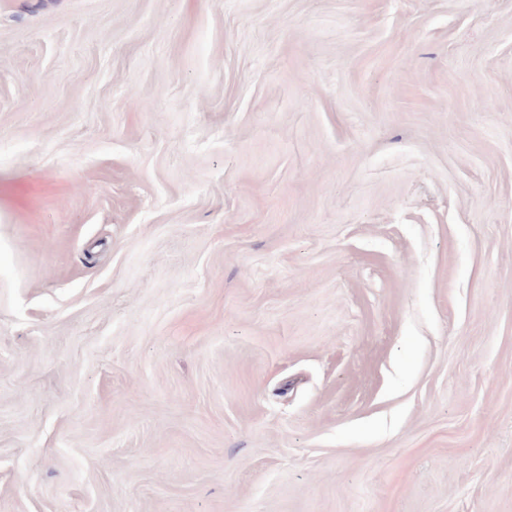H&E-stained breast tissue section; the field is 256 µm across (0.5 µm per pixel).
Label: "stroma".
I'll use <instances>...</instances> for the list:
<instances>
[{"instance_id":"stroma-1","label":"stroma","mask_w":512,"mask_h":512,"mask_svg":"<svg viewBox=\"0 0 512 512\" xmlns=\"http://www.w3.org/2000/svg\"><path fill=\"white\" fill-rule=\"evenodd\" d=\"M0 512H512V0H0Z\"/></svg>"}]
</instances>
